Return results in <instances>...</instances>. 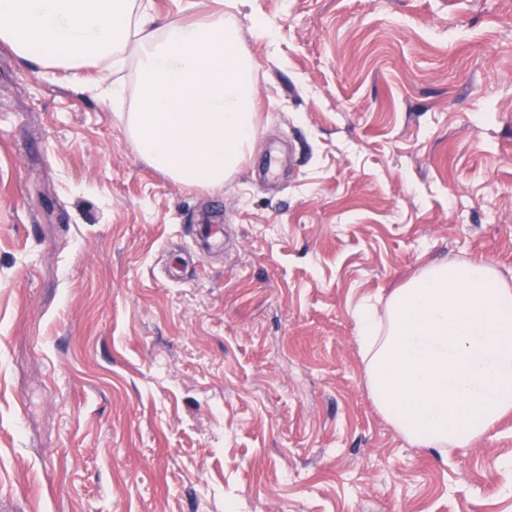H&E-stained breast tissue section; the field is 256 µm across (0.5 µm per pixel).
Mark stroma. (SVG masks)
<instances>
[{
  "instance_id": "stroma-1",
  "label": "stroma",
  "mask_w": 512,
  "mask_h": 512,
  "mask_svg": "<svg viewBox=\"0 0 512 512\" xmlns=\"http://www.w3.org/2000/svg\"><path fill=\"white\" fill-rule=\"evenodd\" d=\"M147 2L166 23L225 0ZM235 20L256 137L215 192L133 152L96 68L0 43V512H512V414L412 446L354 338L430 262L512 283V0Z\"/></svg>"
}]
</instances>
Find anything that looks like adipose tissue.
Segmentation results:
<instances>
[{"instance_id": "adipose-tissue-1", "label": "adipose tissue", "mask_w": 512, "mask_h": 512, "mask_svg": "<svg viewBox=\"0 0 512 512\" xmlns=\"http://www.w3.org/2000/svg\"><path fill=\"white\" fill-rule=\"evenodd\" d=\"M0 42L24 61L100 66L103 104L120 113L133 152L174 182L219 191L253 148L255 61L232 14L157 24L142 0H0ZM355 338L380 414L413 445L467 448L512 413V285L483 259L433 262L362 306Z\"/></svg>"}]
</instances>
